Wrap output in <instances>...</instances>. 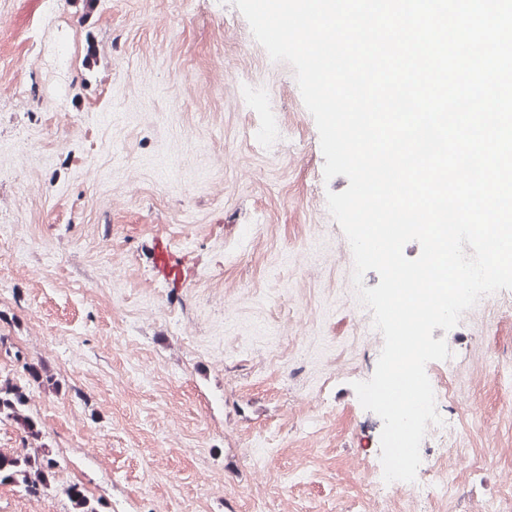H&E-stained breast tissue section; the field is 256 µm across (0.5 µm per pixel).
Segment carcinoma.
<instances>
[{
	"mask_svg": "<svg viewBox=\"0 0 512 512\" xmlns=\"http://www.w3.org/2000/svg\"><path fill=\"white\" fill-rule=\"evenodd\" d=\"M22 375L0 380V419L12 421L26 434L28 446L17 451H0V484H9L22 496H40L58 489L55 484L56 460L51 457L47 443L29 408V382L42 377L40 371L26 361L19 350L13 353ZM70 508L68 512H99L100 504L87 497L76 485L61 488Z\"/></svg>",
	"mask_w": 512,
	"mask_h": 512,
	"instance_id": "1",
	"label": "carcinoma"
}]
</instances>
